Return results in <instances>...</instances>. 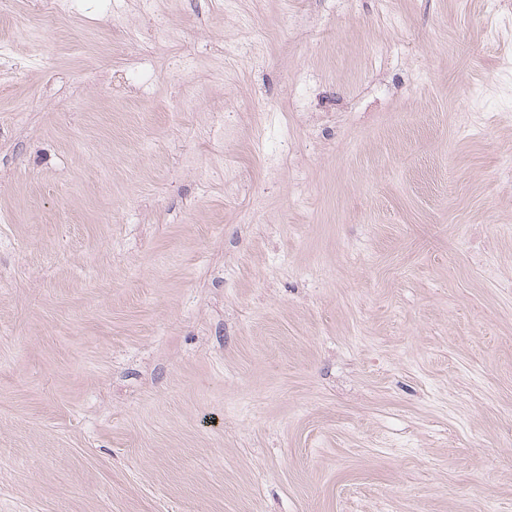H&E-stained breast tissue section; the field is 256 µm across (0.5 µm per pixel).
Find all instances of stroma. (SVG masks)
I'll use <instances>...</instances> for the list:
<instances>
[{"instance_id":"1","label":"stroma","mask_w":512,"mask_h":512,"mask_svg":"<svg viewBox=\"0 0 512 512\" xmlns=\"http://www.w3.org/2000/svg\"><path fill=\"white\" fill-rule=\"evenodd\" d=\"M139 3L0 0V512H512V0Z\"/></svg>"}]
</instances>
